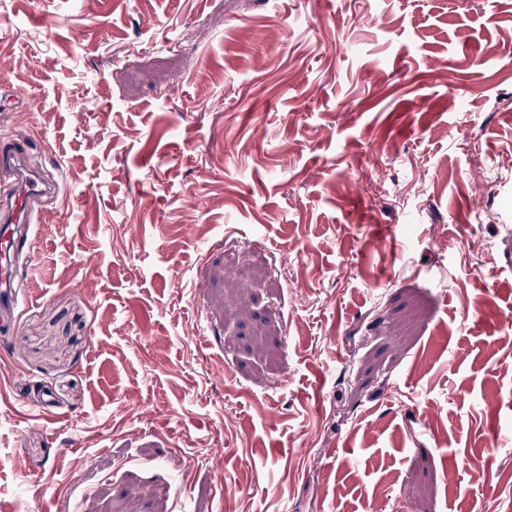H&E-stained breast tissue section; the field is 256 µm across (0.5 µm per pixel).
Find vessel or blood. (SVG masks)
<instances>
[{"label":"vessel or blood","mask_w":512,"mask_h":512,"mask_svg":"<svg viewBox=\"0 0 512 512\" xmlns=\"http://www.w3.org/2000/svg\"><path fill=\"white\" fill-rule=\"evenodd\" d=\"M0 171L9 174L0 182V311L9 315L18 304L13 268L19 228L33 220V198H55L60 190L32 163L30 144L20 137L0 143Z\"/></svg>","instance_id":"obj_1"}]
</instances>
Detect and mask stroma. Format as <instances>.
Wrapping results in <instances>:
<instances>
[{
  "label": "stroma",
  "mask_w": 512,
  "mask_h": 512,
  "mask_svg": "<svg viewBox=\"0 0 512 512\" xmlns=\"http://www.w3.org/2000/svg\"><path fill=\"white\" fill-rule=\"evenodd\" d=\"M0 82V512H512V0H0ZM0 171L10 175V181L0 182V305L9 317L18 304L13 268L19 228L32 223L34 197L57 199L60 190L31 162L30 143L18 136L0 143Z\"/></svg>",
  "instance_id": "35a3bbf8"
}]
</instances>
